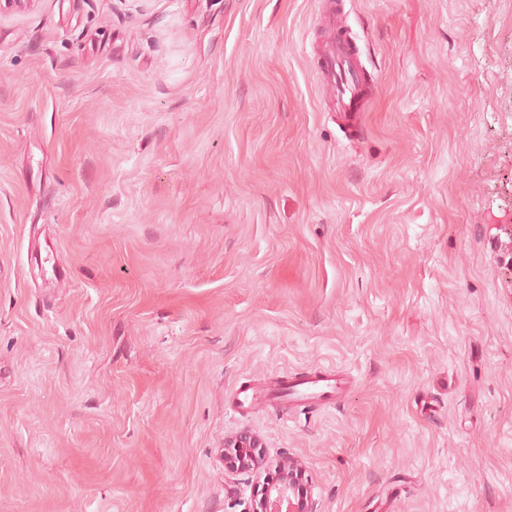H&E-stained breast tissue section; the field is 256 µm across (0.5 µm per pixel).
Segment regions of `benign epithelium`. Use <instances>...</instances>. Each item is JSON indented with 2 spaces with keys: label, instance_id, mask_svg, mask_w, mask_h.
Here are the masks:
<instances>
[{
  "label": "benign epithelium",
  "instance_id": "obj_1",
  "mask_svg": "<svg viewBox=\"0 0 512 512\" xmlns=\"http://www.w3.org/2000/svg\"><path fill=\"white\" fill-rule=\"evenodd\" d=\"M260 447L258 436L243 432L225 438L220 449V457L230 473L238 468L274 471V476L266 479L261 497L254 500L252 512H316L310 489L298 478V461L271 464L258 453Z\"/></svg>",
  "mask_w": 512,
  "mask_h": 512
}]
</instances>
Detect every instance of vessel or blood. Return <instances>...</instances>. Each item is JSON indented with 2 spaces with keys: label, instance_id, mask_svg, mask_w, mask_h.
I'll return each mask as SVG.
<instances>
[{
  "label": "vessel or blood",
  "instance_id": "obj_1",
  "mask_svg": "<svg viewBox=\"0 0 512 512\" xmlns=\"http://www.w3.org/2000/svg\"><path fill=\"white\" fill-rule=\"evenodd\" d=\"M342 13L340 0H335L326 16V37L318 52V67L322 81L333 90L337 111L353 117L365 104L366 81L356 61V46L338 22ZM346 387V381L336 374L316 371L298 378L278 380L269 387H238L234 399L243 413L283 396L303 407L324 406L334 402Z\"/></svg>",
  "mask_w": 512,
  "mask_h": 512
}]
</instances>
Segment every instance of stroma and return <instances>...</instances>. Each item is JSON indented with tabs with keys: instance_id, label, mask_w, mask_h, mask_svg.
I'll use <instances>...</instances> for the list:
<instances>
[{
	"instance_id": "1",
	"label": "stroma",
	"mask_w": 512,
	"mask_h": 512,
	"mask_svg": "<svg viewBox=\"0 0 512 512\" xmlns=\"http://www.w3.org/2000/svg\"><path fill=\"white\" fill-rule=\"evenodd\" d=\"M0 12V512H512V0ZM331 368L333 407L233 412ZM342 13L339 1L329 8L324 29L326 37L318 52V67L322 81L333 90L336 112L355 117L362 112L367 87L365 75L356 61V46L336 21ZM258 448H262L261 440L249 432L225 438L224 447L220 448L229 475L239 467L274 470V476L264 483L261 497L254 500L252 512H316L310 489L298 478V461L288 459L271 464L258 453Z\"/></svg>"
}]
</instances>
